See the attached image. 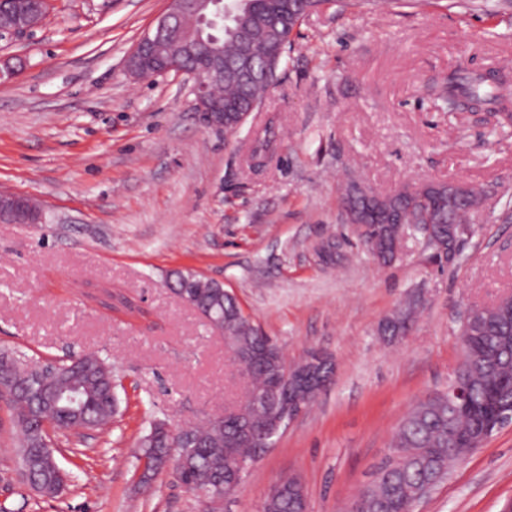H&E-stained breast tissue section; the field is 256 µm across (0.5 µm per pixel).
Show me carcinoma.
Segmentation results:
<instances>
[{
  "label": "carcinoma",
  "mask_w": 512,
  "mask_h": 512,
  "mask_svg": "<svg viewBox=\"0 0 512 512\" xmlns=\"http://www.w3.org/2000/svg\"><path fill=\"white\" fill-rule=\"evenodd\" d=\"M297 9H288L287 0H238L233 13L224 18V26L211 31L216 44L224 50V104L236 112H250L260 106L273 86L282 60L271 56L273 45L287 47L294 30L301 24ZM251 38L252 77L243 80L233 64L237 61L244 37ZM436 100L453 108L466 106L472 110L491 112L499 117V127H512V70L503 67L494 72L461 75L453 71L445 81L435 85ZM486 192L452 183H427L412 192L372 193L367 197L357 185L349 182L343 188L342 207L353 212L357 224H371L370 235L359 237L368 250H378L383 264H390L387 242L399 236L405 224H432L437 242L431 247L435 257L448 248V225L469 224ZM170 281L183 286L196 296L197 309L206 314L224 313V340L235 351L232 360H242L246 368L239 375L246 381L245 392L224 408V424L205 422L189 428L198 448L185 463L174 466L177 479L189 490L211 493L224 481L240 458L255 460L262 449L239 436L238 420L252 414L253 429L261 433L267 411H251L252 397L276 385L282 374L254 356L272 338L264 335L243 313L236 298L227 293L216 294L212 280L191 271H176ZM416 307L407 305L390 317L389 334L404 327L414 318ZM474 319L485 322L491 335L474 340L477 357L469 364L466 397L472 412L448 417V394L434 393L418 402L400 423L392 453L379 470L376 480L366 487L352 504L355 512H412L420 486L437 478L445 479L448 470L460 461V452L448 437L463 438L482 432L498 407L512 409V318L498 315L497 308L474 313ZM0 374L10 375L9 386L14 399L10 412L18 428L19 458L32 463L31 476L45 495L57 494L46 475L35 464L40 424L52 420L69 429L88 424L103 430L112 425L114 412L110 394L112 366L95 355H84L62 364V369L44 377L45 386L58 392L74 388L81 396V406L73 411L69 403L53 400L48 394L30 386L25 372L14 369V358L0 353ZM169 452L168 438L159 433L153 442L154 460L149 462L146 480L162 467ZM296 506L286 495H270L262 512H294Z\"/></svg>",
  "instance_id": "obj_1"
}]
</instances>
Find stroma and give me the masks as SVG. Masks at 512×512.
Returning a JSON list of instances; mask_svg holds the SVG:
<instances>
[{
  "mask_svg": "<svg viewBox=\"0 0 512 512\" xmlns=\"http://www.w3.org/2000/svg\"><path fill=\"white\" fill-rule=\"evenodd\" d=\"M167 0H49L33 35L0 40L22 61L0 80V192L41 206L40 224L0 223V352L93 353L119 370L105 431H54L71 481L58 496L20 475L18 431L0 400V512H202L164 469L136 488L152 421L185 427L242 393L223 334L171 291L190 270L222 281L289 362L330 353L331 383L246 472L224 512H258L298 476L309 512H345L390 452L406 414L447 390L459 314L512 293V128L435 106L448 72L512 61V7L361 0L304 19L260 111L234 135L201 125L188 79L129 76L125 62ZM269 145L251 160L258 134ZM386 194L453 182L488 194L455 264L422 240L388 266L341 223L347 179ZM402 336L380 332L410 298ZM512 424L495 431L413 512H503Z\"/></svg>",
  "mask_w": 512,
  "mask_h": 512,
  "instance_id": "stroma-1",
  "label": "stroma"
}]
</instances>
